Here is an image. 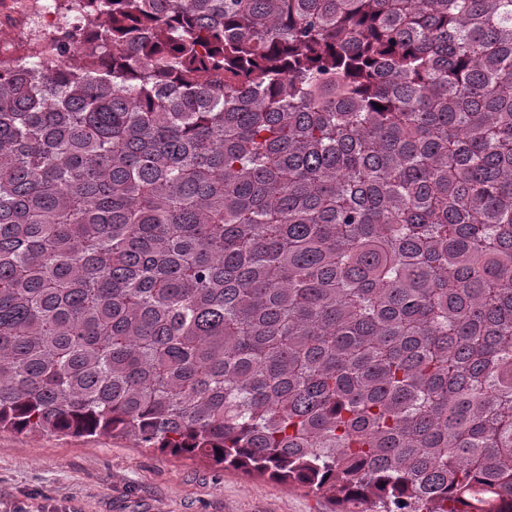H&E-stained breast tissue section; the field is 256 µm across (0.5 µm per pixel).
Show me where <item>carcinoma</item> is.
Wrapping results in <instances>:
<instances>
[{
	"label": "carcinoma",
	"mask_w": 512,
	"mask_h": 512,
	"mask_svg": "<svg viewBox=\"0 0 512 512\" xmlns=\"http://www.w3.org/2000/svg\"><path fill=\"white\" fill-rule=\"evenodd\" d=\"M81 2L0 63V430L512 512V0Z\"/></svg>",
	"instance_id": "cac0c4a2"
}]
</instances>
